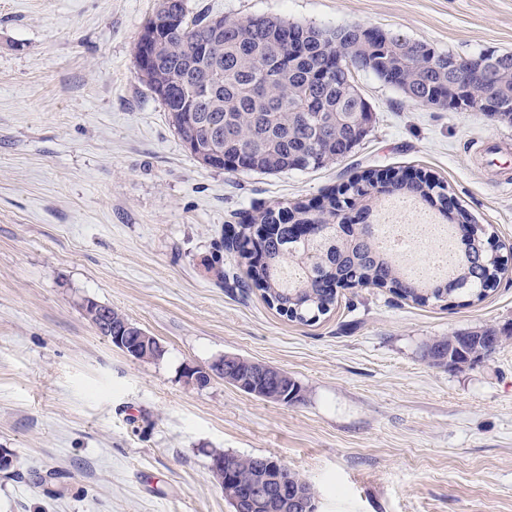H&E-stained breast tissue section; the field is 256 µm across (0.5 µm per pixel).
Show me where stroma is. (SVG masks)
Listing matches in <instances>:
<instances>
[{
	"mask_svg": "<svg viewBox=\"0 0 512 512\" xmlns=\"http://www.w3.org/2000/svg\"><path fill=\"white\" fill-rule=\"evenodd\" d=\"M158 0H0V512H232L220 450L266 455L316 512H512V269L446 307L386 288L338 291L302 324L246 283L224 245L239 210L309 200L348 176L444 181L512 246V123L414 104L368 71L374 113L354 157L321 170L201 165L140 81L135 44ZM189 17L365 25L466 58L512 52V0H185ZM224 264L223 279L209 266ZM93 299L164 346L142 362L85 316ZM491 328L488 359L429 364L440 336ZM240 355L288 373L292 404L185 365Z\"/></svg>",
	"mask_w": 512,
	"mask_h": 512,
	"instance_id": "obj_1",
	"label": "stroma"
}]
</instances>
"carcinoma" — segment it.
Listing matches in <instances>:
<instances>
[{
	"instance_id": "obj_1",
	"label": "carcinoma",
	"mask_w": 512,
	"mask_h": 512,
	"mask_svg": "<svg viewBox=\"0 0 512 512\" xmlns=\"http://www.w3.org/2000/svg\"><path fill=\"white\" fill-rule=\"evenodd\" d=\"M168 17L181 19V27L161 41L157 65L142 82L154 94L163 87L160 102L175 134L209 168L274 175L321 169L350 157L371 131L373 113L360 92L344 85V71L336 68L338 54L344 63L370 71L421 106L474 110L512 121L511 52L479 54L490 62L485 84L472 93L455 94L448 88L451 53L400 35L371 40L361 26L324 28L266 15L226 18L222 39L202 56L197 48L211 30L210 17L188 21L185 0H159L142 30L148 33ZM196 143L207 147V155L193 148ZM404 175L403 170H388L353 177L322 194L318 207L312 200H297L241 211L234 215L240 231L229 249L248 260V279L265 301L300 323L328 314L342 285L385 287L421 305L483 299L498 286L507 259L477 227L475 242L465 243L460 252L455 275L423 282L404 276L371 230L336 234V220L348 214L359 224L371 223L379 186L386 181L391 197L415 199L451 215L455 223L472 222L442 181L421 175L409 182ZM267 224H277L279 230L260 239L261 258L254 260L253 239ZM296 224H311L313 230L299 235ZM502 342L490 329L459 332L433 340L423 357L453 371L489 358ZM249 363L238 356L225 362L237 367L236 388L243 392L248 391ZM273 373L266 382L268 394L284 404L297 400L295 380L277 367ZM218 456L244 481L259 458L271 469L285 467L264 455Z\"/></svg>"
}]
</instances>
